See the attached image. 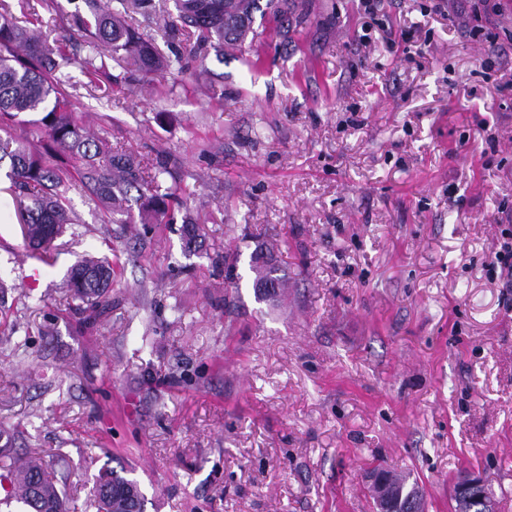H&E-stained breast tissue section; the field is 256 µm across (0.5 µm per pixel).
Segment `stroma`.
<instances>
[{"mask_svg": "<svg viewBox=\"0 0 512 512\" xmlns=\"http://www.w3.org/2000/svg\"><path fill=\"white\" fill-rule=\"evenodd\" d=\"M467 36L469 0H305L288 33L191 59L133 93L88 95L79 122L145 164L165 155L202 237L135 239L70 190L74 222L29 249L0 176V429L85 481L127 470L144 512H373L369 473L411 472L426 512L470 473L512 512V298L487 272L512 210V0ZM413 34L399 40L401 30ZM286 240L288 294L257 302L250 255ZM239 251L238 288L216 264ZM121 253L89 331L57 291L85 255Z\"/></svg>", "mask_w": 512, "mask_h": 512, "instance_id": "35a3bbf8", "label": "stroma"}]
</instances>
